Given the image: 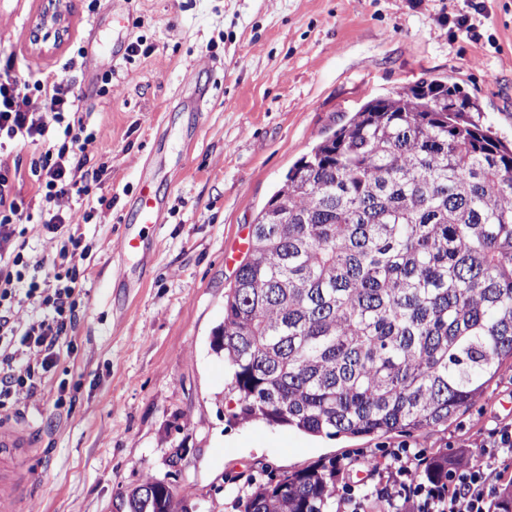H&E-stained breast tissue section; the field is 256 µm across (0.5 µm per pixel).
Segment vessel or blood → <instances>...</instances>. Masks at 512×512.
Listing matches in <instances>:
<instances>
[{"instance_id": "vessel-or-blood-1", "label": "vessel or blood", "mask_w": 512, "mask_h": 512, "mask_svg": "<svg viewBox=\"0 0 512 512\" xmlns=\"http://www.w3.org/2000/svg\"><path fill=\"white\" fill-rule=\"evenodd\" d=\"M158 166L159 162L155 159L144 166L137 192L121 218L123 244L127 253H137L144 242L146 228L163 220L162 208L153 185ZM33 446L32 438L25 428L0 427V512H18L19 504L29 487L21 465Z\"/></svg>"}]
</instances>
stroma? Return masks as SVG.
<instances>
[{
  "label": "stroma",
  "mask_w": 512,
  "mask_h": 512,
  "mask_svg": "<svg viewBox=\"0 0 512 512\" xmlns=\"http://www.w3.org/2000/svg\"><path fill=\"white\" fill-rule=\"evenodd\" d=\"M469 0H64L61 39L34 43L47 0H0V67L38 61L89 95L85 146L110 178L96 198H64L79 264V322L41 389L19 391L0 422L38 441L20 512H128L132 489L167 484L188 512H236L250 476L320 463H385L408 443L475 460L483 434L512 419V370L455 421L420 433L311 437L237 420L231 368L212 348L224 296L245 257L238 245L288 168L367 100L421 78L458 83L512 140V0H485L481 40L454 25ZM128 16L143 51L101 56L107 22ZM103 26L92 30L93 19ZM213 82L201 110L186 84ZM165 221L146 235L147 264L125 258L119 219L155 143ZM65 397L56 408L57 397Z\"/></svg>",
  "instance_id": "obj_1"
}]
</instances>
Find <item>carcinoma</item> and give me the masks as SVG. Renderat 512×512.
<instances>
[{"instance_id": "carcinoma-1", "label": "carcinoma", "mask_w": 512, "mask_h": 512, "mask_svg": "<svg viewBox=\"0 0 512 512\" xmlns=\"http://www.w3.org/2000/svg\"><path fill=\"white\" fill-rule=\"evenodd\" d=\"M213 347L239 415L316 436L446 426L512 367V144L432 78L374 97L286 172L251 225ZM241 512H329L325 465ZM130 512H175L169 486Z\"/></svg>"}]
</instances>
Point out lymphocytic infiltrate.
I'll use <instances>...</instances> for the list:
<instances>
[{"instance_id": "lymphocytic-infiltrate-1", "label": "lymphocytic infiltrate", "mask_w": 512, "mask_h": 512, "mask_svg": "<svg viewBox=\"0 0 512 512\" xmlns=\"http://www.w3.org/2000/svg\"><path fill=\"white\" fill-rule=\"evenodd\" d=\"M25 73L44 98L45 112L29 111L26 99L16 93L17 75L8 68L0 72V411L11 409L16 392L40 389L55 366L60 340L79 320L74 297L82 286L74 259L89 251L84 237L72 234L53 262L52 277L31 270L22 226L30 205L15 185L24 177L34 178L46 204L40 226L56 234L67 219L52 210V202L90 196L108 177L107 168L90 165L84 152L91 135L83 94L39 67L28 66ZM36 142L44 149L28 168L3 156L8 146ZM24 304L34 316L23 326L13 314ZM18 343L29 348L27 357L17 355ZM480 453L487 464L452 465L447 472L430 475L425 451L404 445L389 452L385 465L368 467L365 478L356 482L343 466L334 465L336 512H492L500 486L512 479V422L490 430Z\"/></svg>"}]
</instances>
